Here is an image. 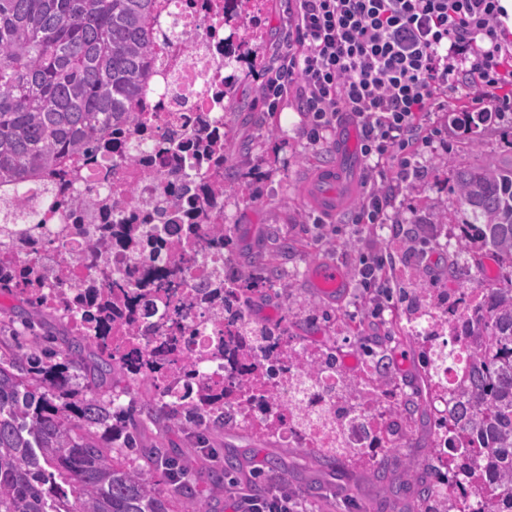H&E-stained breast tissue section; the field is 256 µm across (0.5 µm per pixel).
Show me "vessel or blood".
I'll list each match as a JSON object with an SVG mask.
<instances>
[{
    "mask_svg": "<svg viewBox=\"0 0 512 512\" xmlns=\"http://www.w3.org/2000/svg\"><path fill=\"white\" fill-rule=\"evenodd\" d=\"M357 125L345 120L336 132V161L319 168L306 186V195L319 212L327 216L339 213L354 193L360 159L356 155ZM310 282L318 289L336 288L343 282L335 263L319 261L310 271Z\"/></svg>",
    "mask_w": 512,
    "mask_h": 512,
    "instance_id": "obj_1",
    "label": "vessel or blood"
}]
</instances>
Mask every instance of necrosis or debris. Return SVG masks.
Returning a JSON list of instances; mask_svg holds the SVG:
<instances>
[{
  "mask_svg": "<svg viewBox=\"0 0 512 512\" xmlns=\"http://www.w3.org/2000/svg\"><path fill=\"white\" fill-rule=\"evenodd\" d=\"M262 4L224 19V0H160L152 73L135 100L143 125L121 126L119 138L104 134L94 150L32 178L26 189L0 187V202L25 217L0 226V262L14 282L29 270L51 276L39 290L45 303L64 314L70 327L92 333L80 299L97 288L113 301L112 336H126L143 357L161 337H182L181 353L153 378L151 399L163 411L189 403L207 386L223 385L224 416L238 427L275 428L286 448L396 450L408 433L397 416L404 385L355 354L336 350V361L312 367L309 344L277 333L278 315L253 294L233 300L247 324L271 329L272 343L286 354L269 360L256 346L247 362L260 365L268 398L245 405L239 396L244 363L225 354L224 315L209 295L215 280L238 282L224 190V167L196 155L200 130L224 134V91L241 65L237 42L224 38L225 24L239 33L255 29ZM138 225L139 242L123 240L126 225ZM181 281L190 300L180 323L156 288L164 278ZM496 272L477 273L465 286L435 289L420 315L403 332L437 347L436 384L454 388L469 371L471 339L457 328L474 320ZM363 381L352 392L344 378ZM313 385H306L307 376Z\"/></svg>",
  "mask_w": 512,
  "mask_h": 512,
  "instance_id": "obj_1",
  "label": "necrosis or debris"
}]
</instances>
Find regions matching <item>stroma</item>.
<instances>
[{
	"instance_id": "1",
	"label": "stroma",
	"mask_w": 512,
	"mask_h": 512,
	"mask_svg": "<svg viewBox=\"0 0 512 512\" xmlns=\"http://www.w3.org/2000/svg\"><path fill=\"white\" fill-rule=\"evenodd\" d=\"M293 7L292 0H267L268 23L256 47L257 62L244 67L235 77L234 103L225 114L232 129V152L225 169L228 185H246L250 197L230 206L228 213L237 226V249L245 270L255 268L258 252L266 245L273 249L277 275L288 278V287L278 294L276 305L288 320L289 338L309 341L321 350L335 336L341 314L310 283L308 269L314 256L330 261L345 258L353 270L363 254L386 250L382 233H352L353 210L366 195L367 184H360L351 195L342 215H322L309 202L304 183L321 164L332 160L330 145L308 144L302 134L308 118L299 112L297 104H288L275 113L262 107L266 74L278 65L285 51L289 11ZM473 105L472 97L449 93L445 109L432 116L429 138L415 147L417 178L401 184L390 176L383 184L391 195V214L397 215L405 228L416 231L419 241L429 238L430 214L444 211L449 220H456L455 170L477 168L491 161L512 162V112L496 115L475 133L466 134L453 119ZM389 254L388 292L402 288L411 293L433 286L456 288L464 282L463 277L449 276L447 252H439L432 266L419 265L410 250ZM409 266L418 271L410 281L402 276L403 269ZM361 314L364 325L352 339L355 352H375L388 359L415 401L420 407H427L417 345L383 332L372 303H365ZM406 425L409 433L402 450L380 460L389 477L398 483L405 482L411 474L425 477L432 472L430 425L414 418L407 419ZM216 442L220 447L236 449L260 466L269 455L282 454L288 464L286 476L272 474L267 482L284 483L302 500L305 512H350L353 504L360 512H374L385 497L383 484L373 478L370 468L351 465L339 473L320 467L310 449L280 448L277 437L270 433L244 432L228 423Z\"/></svg>"
}]
</instances>
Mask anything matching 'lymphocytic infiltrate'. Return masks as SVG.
Here are the masks:
<instances>
[{
	"mask_svg": "<svg viewBox=\"0 0 512 512\" xmlns=\"http://www.w3.org/2000/svg\"><path fill=\"white\" fill-rule=\"evenodd\" d=\"M295 35L270 71L264 103L288 99L312 120L303 134L323 144L344 118L360 130L372 188L353 221L384 227L390 200L378 189L397 145L427 130L448 91H477L499 112L512 110V44L498 36L499 0H297ZM226 512H299L281 487L255 498L236 492Z\"/></svg>",
	"mask_w": 512,
	"mask_h": 512,
	"instance_id": "lymphocytic-infiltrate-1",
	"label": "lymphocytic infiltrate"
}]
</instances>
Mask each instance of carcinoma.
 <instances>
[{
    "label": "carcinoma",
    "mask_w": 512,
    "mask_h": 512,
    "mask_svg": "<svg viewBox=\"0 0 512 512\" xmlns=\"http://www.w3.org/2000/svg\"><path fill=\"white\" fill-rule=\"evenodd\" d=\"M157 0H0V184L25 187L40 170L92 148L115 121L134 124L127 109L147 77ZM491 120L463 112L459 127L472 132ZM454 192L465 215L452 252L479 268L492 257L501 286L487 289L475 309L484 322L472 345V380L434 391L446 399L436 418L466 447L448 454L432 450L431 481L409 491L425 512H449L454 487L469 496L458 512H512V163L489 162L458 170ZM272 269L242 277L239 289L257 291ZM236 289L217 282L213 297L224 300V349L265 342L269 334L235 325L230 298ZM107 306L95 304L97 336L72 331L60 346L40 332L46 310L20 299L0 328V512H213L211 492L238 459L209 448L224 466L207 472L202 488L177 450L159 440L140 444L131 420L134 403L117 401L116 383L148 379L171 364L180 339L168 336L137 363L107 348ZM140 412L162 414L163 426L205 442L204 433L224 423L196 404L160 412L147 398ZM326 466L364 458L358 448H320ZM162 473L167 493L153 476Z\"/></svg>",
    "instance_id": "1"
}]
</instances>
